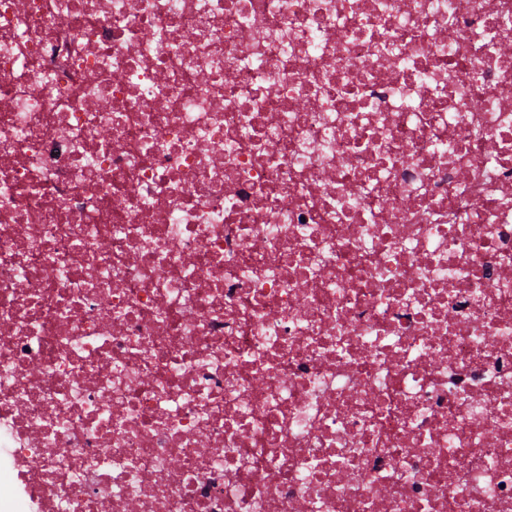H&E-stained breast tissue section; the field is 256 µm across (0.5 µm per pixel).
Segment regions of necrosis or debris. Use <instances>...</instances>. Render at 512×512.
<instances>
[{"mask_svg": "<svg viewBox=\"0 0 512 512\" xmlns=\"http://www.w3.org/2000/svg\"><path fill=\"white\" fill-rule=\"evenodd\" d=\"M0 512H512V0H0Z\"/></svg>", "mask_w": 512, "mask_h": 512, "instance_id": "1", "label": "necrosis or debris"}]
</instances>
